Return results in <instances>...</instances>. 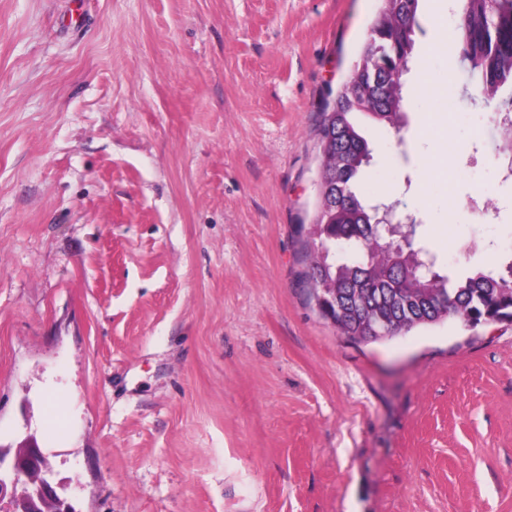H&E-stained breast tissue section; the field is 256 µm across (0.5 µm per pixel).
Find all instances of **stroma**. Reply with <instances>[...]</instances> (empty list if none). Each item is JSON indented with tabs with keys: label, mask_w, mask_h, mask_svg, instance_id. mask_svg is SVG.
<instances>
[{
	"label": "stroma",
	"mask_w": 512,
	"mask_h": 512,
	"mask_svg": "<svg viewBox=\"0 0 512 512\" xmlns=\"http://www.w3.org/2000/svg\"><path fill=\"white\" fill-rule=\"evenodd\" d=\"M380 6L0 0V450L51 449L75 512H512V323L361 342L303 283ZM439 20L458 0H419L354 191L456 281L512 262V159L455 47L425 54Z\"/></svg>",
	"instance_id": "obj_1"
}]
</instances>
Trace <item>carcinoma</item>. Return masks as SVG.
<instances>
[{
	"mask_svg": "<svg viewBox=\"0 0 512 512\" xmlns=\"http://www.w3.org/2000/svg\"><path fill=\"white\" fill-rule=\"evenodd\" d=\"M417 9L418 0H382L359 53L365 64L349 75L367 107L340 90L320 132L325 168L309 227L314 249L306 283L320 315L365 342L444 320L467 326L471 314L479 324L499 317L512 322V263L503 271L477 269L452 285L436 270L416 271L411 260L429 254L417 238L418 224L387 233L352 189L371 157L353 114L400 128L404 84L393 83L392 74L408 67ZM456 48L482 103L499 115L511 112L512 96L499 93L512 87V0H460Z\"/></svg>",
	"mask_w": 512,
	"mask_h": 512,
	"instance_id": "obj_1",
	"label": "carcinoma"
}]
</instances>
